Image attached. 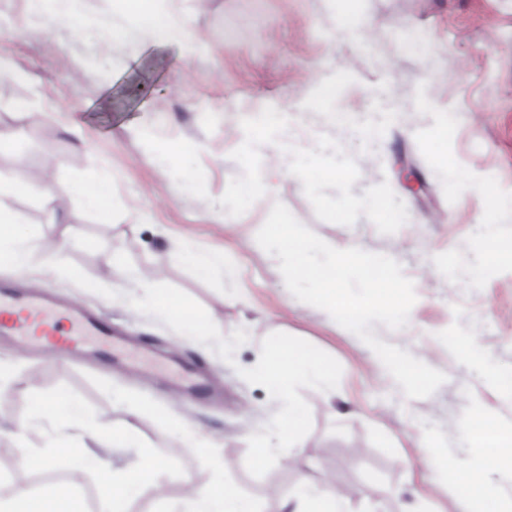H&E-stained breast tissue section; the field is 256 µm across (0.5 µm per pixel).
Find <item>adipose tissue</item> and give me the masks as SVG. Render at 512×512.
<instances>
[{"instance_id": "adipose-tissue-1", "label": "adipose tissue", "mask_w": 512, "mask_h": 512, "mask_svg": "<svg viewBox=\"0 0 512 512\" xmlns=\"http://www.w3.org/2000/svg\"><path fill=\"white\" fill-rule=\"evenodd\" d=\"M128 25L113 28L117 40L136 37L156 44H181L189 37L184 20L162 13L155 0H124ZM22 193H35L51 198L49 184H29L0 175V260L18 270L26 269L32 256L28 240L18 231L22 215L10 205L11 199ZM465 438L473 454L465 461L443 453H434L433 462L444 473L466 467L471 491H479L485 481L487 458H512V430L503 431L484 426L479 419H471L464 426ZM160 464L156 452L143 454L137 469L129 474L115 471L101 478V512H125L131 484L146 480ZM343 498L338 493L318 488L309 483L300 484L294 499L286 500L283 512H341ZM0 512H74L68 498L58 490H51L41 498H34L27 489H14L8 500H0ZM172 512H257L254 502L240 494L226 482L221 472H214L206 492L190 494L178 500Z\"/></svg>"}]
</instances>
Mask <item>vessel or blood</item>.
<instances>
[{
  "mask_svg": "<svg viewBox=\"0 0 512 512\" xmlns=\"http://www.w3.org/2000/svg\"><path fill=\"white\" fill-rule=\"evenodd\" d=\"M0 335L74 353L92 341L107 345L112 330L93 311L74 316L50 301L22 296L4 286L0 288Z\"/></svg>",
  "mask_w": 512,
  "mask_h": 512,
  "instance_id": "vessel-or-blood-1",
  "label": "vessel or blood"
}]
</instances>
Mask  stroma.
Here are the masks:
<instances>
[{
    "mask_svg": "<svg viewBox=\"0 0 512 512\" xmlns=\"http://www.w3.org/2000/svg\"><path fill=\"white\" fill-rule=\"evenodd\" d=\"M77 9L72 24L49 29L27 0H0V55L17 72L0 80V130L17 136L15 154H0V171L50 182L66 207L57 212L34 194L14 199L25 218L18 230L36 254L68 238L69 261L120 297L104 298L36 264L18 272L0 263V281L100 314L136 350L128 358L74 359L1 336L0 367L9 375L0 386V478L38 495L67 489L79 512H98L100 471L135 470L153 448L162 462L152 480L133 486L127 508L165 512L209 487L205 457L184 439L196 432L216 445L225 481L258 512H281L303 479L332 483L348 512H471L467 473L442 478L427 450L466 456L463 428L478 414L512 429V264L490 259L492 243L512 245V0H170L168 12L188 20L190 37L164 46L113 41V26L124 22L120 0H79ZM346 14L371 16L376 26H344ZM322 80L342 89L328 112L310 98ZM268 106L311 139L331 136L354 158L356 196L394 179V158L404 154L426 186L419 194L396 187L407 222L384 235L363 215L351 226L318 219L288 160L267 150L264 196L243 215H228L219 199L242 174L231 157L245 139L241 122ZM75 126L85 145L71 135ZM142 128L198 147L207 199L177 186L141 143ZM97 168L112 180L105 215L85 210L73 194ZM274 201L335 248L400 263L417 300L405 327L377 322L373 332L445 374L431 396L407 398L359 337L289 292L277 261L256 241ZM188 249L230 253L237 272L199 278L183 257ZM119 252L145 278L194 298L222 336L246 330L233 362L132 308L131 284L104 262ZM274 332L330 354L342 375L336 390L301 389L310 432L256 478L245 467L247 439L275 409L267 390L238 371L257 363ZM190 370L206 378L214 398L186 388ZM72 399L85 426L99 432L128 420L130 403L146 409L129 419L126 441H89L97 468L58 448L40 467L35 452L47 430L31 432L25 448L11 430L40 402Z\"/></svg>",
    "mask_w": 512,
    "mask_h": 512,
    "instance_id": "obj_1",
    "label": "stroma"
}]
</instances>
